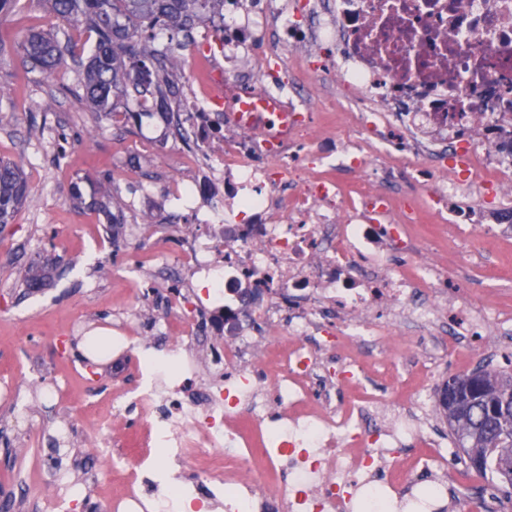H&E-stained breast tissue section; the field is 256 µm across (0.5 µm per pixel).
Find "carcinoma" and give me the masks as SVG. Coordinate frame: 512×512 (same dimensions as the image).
<instances>
[{
	"instance_id": "carcinoma-1",
	"label": "carcinoma",
	"mask_w": 512,
	"mask_h": 512,
	"mask_svg": "<svg viewBox=\"0 0 512 512\" xmlns=\"http://www.w3.org/2000/svg\"><path fill=\"white\" fill-rule=\"evenodd\" d=\"M48 11L73 28L95 39L87 61L76 52L67 33L31 31L19 44L23 65L44 75L52 74L67 61L79 63L76 85L65 87L69 95L108 117L116 115L117 102L132 100L135 117L154 111L176 131L183 130L180 115L185 111L183 52L191 45L193 28L205 21L224 22V0H41ZM166 44L157 45V31ZM90 186L84 196L77 182L71 185L73 201L105 216L108 224L123 223L122 212H112V177L84 179ZM32 200L25 171L0 159V224L12 223L15 215ZM50 270L29 265L22 286L32 293L46 285ZM467 412L448 430L453 442L482 472H490L502 484L512 486V468L501 467L498 449L512 448V413L492 415L489 409L512 399V373L482 368L477 392L459 393Z\"/></svg>"
}]
</instances>
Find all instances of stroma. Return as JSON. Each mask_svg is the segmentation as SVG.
Returning a JSON list of instances; mask_svg holds the SVG:
<instances>
[{"mask_svg": "<svg viewBox=\"0 0 512 512\" xmlns=\"http://www.w3.org/2000/svg\"><path fill=\"white\" fill-rule=\"evenodd\" d=\"M62 21L39 0L22 12L0 19V38L20 41L32 30L53 31ZM78 69L70 65L46 76L23 67L16 56L0 61V84L10 90L0 102V158L23 167L32 201L0 229V385L15 389L17 400L0 403V503L12 512H53L37 488L54 473L58 492L76 491L72 512H102L112 483L96 476L86 457L84 434L112 395L129 382L128 366L112 363L111 352L91 353L95 336L121 335L126 322L150 334L169 311L168 289L155 288L141 298L126 287L127 275L151 285L155 265L147 253L177 252V227L186 212L167 191L172 177L188 181L187 148L158 117L144 115L116 126L61 87L71 85ZM51 108L38 112L34 102ZM112 175V204L125 222L109 231L96 212L73 205L72 182L88 174ZM118 236V247L102 241ZM421 246L439 250L436 277L460 302H473L494 322L512 324V242H490L444 224H421ZM50 261L51 279L29 293L20 284L33 261ZM417 348L431 355L402 371L403 350L375 352L372 360L400 377V395L416 381L433 389L449 377L482 366V342L459 344L453 336L419 334ZM55 385L64 395L49 402L40 386Z\"/></svg>", "mask_w": 512, "mask_h": 512, "instance_id": "stroma-1", "label": "stroma"}]
</instances>
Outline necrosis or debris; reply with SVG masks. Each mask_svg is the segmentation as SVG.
Wrapping results in <instances>:
<instances>
[{"label": "necrosis or debris", "mask_w": 512, "mask_h": 512, "mask_svg": "<svg viewBox=\"0 0 512 512\" xmlns=\"http://www.w3.org/2000/svg\"><path fill=\"white\" fill-rule=\"evenodd\" d=\"M278 2L226 0L223 61L191 57L186 103L217 130L187 162L210 203L157 282L188 272L206 294H172L155 335L112 339L117 351L173 345L138 363L86 432L105 468L108 435L139 416L113 512H400L409 444L444 448L417 421L434 396L401 406L372 392L376 367L357 347L401 345L397 314L488 332L470 307L449 308L434 255L412 250L408 230L512 222V0ZM215 93L276 101L288 117H220ZM422 478L425 504L447 499L436 457L406 482Z\"/></svg>", "instance_id": "necrosis-or-debris-1"}]
</instances>
